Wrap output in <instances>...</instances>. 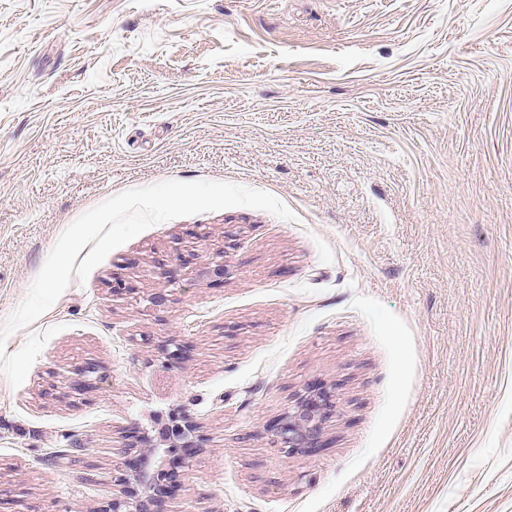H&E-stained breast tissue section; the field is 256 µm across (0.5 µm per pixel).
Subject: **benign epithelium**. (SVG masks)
Instances as JSON below:
<instances>
[{"label":"benign epithelium","mask_w":512,"mask_h":512,"mask_svg":"<svg viewBox=\"0 0 512 512\" xmlns=\"http://www.w3.org/2000/svg\"><path fill=\"white\" fill-rule=\"evenodd\" d=\"M332 394L321 383H312L307 395L273 426L272 431L290 452L313 451L324 446V414ZM196 423L177 411L172 425L164 426L153 439L135 440L138 453L127 460L130 475L123 479L120 496L112 499V512H149L150 505L173 496L179 487L177 466L185 464L183 448L195 447Z\"/></svg>","instance_id":"1"}]
</instances>
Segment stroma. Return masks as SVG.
<instances>
[{
	"label": "stroma",
	"instance_id": "stroma-1",
	"mask_svg": "<svg viewBox=\"0 0 512 512\" xmlns=\"http://www.w3.org/2000/svg\"><path fill=\"white\" fill-rule=\"evenodd\" d=\"M165 180L294 218L154 225L12 334L58 329L0 375V512H110L174 410L169 512H512V0H0V321L73 221ZM314 381L325 446L288 453Z\"/></svg>",
	"mask_w": 512,
	"mask_h": 512
}]
</instances>
